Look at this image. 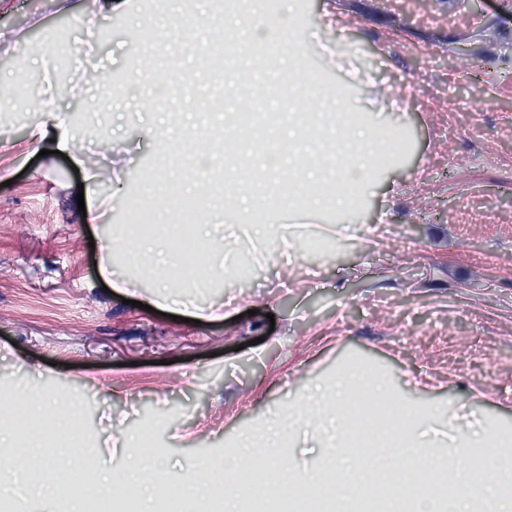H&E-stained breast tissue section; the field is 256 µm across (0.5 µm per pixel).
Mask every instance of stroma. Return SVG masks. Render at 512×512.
<instances>
[{
	"instance_id": "obj_1",
	"label": "stroma",
	"mask_w": 512,
	"mask_h": 512,
	"mask_svg": "<svg viewBox=\"0 0 512 512\" xmlns=\"http://www.w3.org/2000/svg\"><path fill=\"white\" fill-rule=\"evenodd\" d=\"M70 3V14L51 0H8L0 11L11 35L0 44V84L19 86L0 108V394L37 390L74 405L100 476L124 480L129 448L151 433L167 462L154 512L172 483L209 484L208 465L242 436L353 362L380 373L439 434L483 420L512 429V0H431L414 24L385 0H306L298 25L325 51H307L304 69L348 89L405 147L335 219L280 214L279 235L297 245L327 221L347 226L318 261L304 251L281 260L254 225L229 223L227 173L193 176L205 240L225 242L213 264L247 273L191 288L156 287L102 248L121 240L149 192L182 177L186 139L232 148L244 178L266 161L233 122L250 93L244 83L227 89L243 62L218 69L207 52L236 7L142 0L138 14L132 0ZM174 8L203 14L193 39L166 25ZM51 45L44 75L37 63ZM92 70L127 84L110 111L87 106ZM48 91L81 146L79 165L53 154L57 129L46 156L28 143L40 119L28 104ZM80 192L106 223H83ZM211 305L223 319L192 323ZM322 456L319 428L302 414L288 442L292 477H310ZM43 480L0 470V485L22 492L14 512H81V496L34 494Z\"/></svg>"
}]
</instances>
